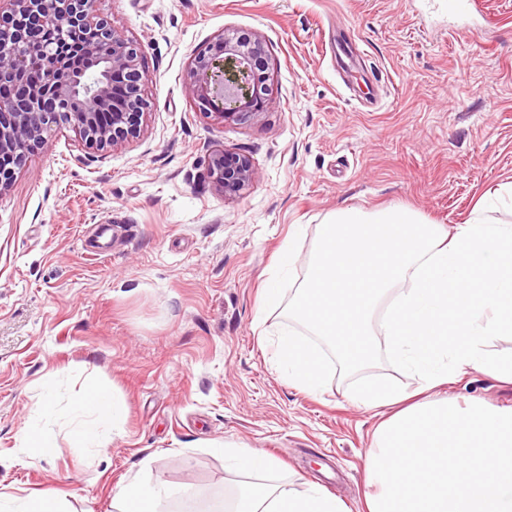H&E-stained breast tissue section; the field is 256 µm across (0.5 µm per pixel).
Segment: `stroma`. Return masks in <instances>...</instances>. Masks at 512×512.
I'll use <instances>...</instances> for the list:
<instances>
[{"label":"stroma","instance_id":"35a3bbf8","mask_svg":"<svg viewBox=\"0 0 512 512\" xmlns=\"http://www.w3.org/2000/svg\"><path fill=\"white\" fill-rule=\"evenodd\" d=\"M142 46L149 102L140 136L86 152L56 128L0 195V494L56 489L69 512H114L138 477L173 495L235 496L245 477L221 444L275 457L267 480L317 483L366 512L363 460L382 421L348 379L289 383L275 357L284 307L262 285L292 231L299 281L325 219L401 205L446 228L512 184V0H485L486 41L448 32L440 0H97ZM258 35L273 74L260 117L219 124L186 93L191 57L227 30ZM249 156L242 195L217 193L212 150ZM102 244L106 256H92ZM56 384L67 409L88 384L125 405L107 450L42 422V455L18 434ZM459 403L512 407V385L477 369L438 387Z\"/></svg>","mask_w":512,"mask_h":512}]
</instances>
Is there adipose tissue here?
I'll list each match as a JSON object with an SVG mask.
<instances>
[{
    "label": "adipose tissue",
    "mask_w": 512,
    "mask_h": 512,
    "mask_svg": "<svg viewBox=\"0 0 512 512\" xmlns=\"http://www.w3.org/2000/svg\"><path fill=\"white\" fill-rule=\"evenodd\" d=\"M71 438L76 447L105 450L113 430L124 415V405L96 387L88 388L68 408ZM169 489L162 484L133 482L118 487L113 495L117 512H157ZM228 512H347L345 503L323 487L310 484L292 491L261 482L240 488Z\"/></svg>",
    "instance_id": "1"
}]
</instances>
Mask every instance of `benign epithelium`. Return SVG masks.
<instances>
[{
    "label": "benign epithelium",
    "mask_w": 512,
    "mask_h": 512,
    "mask_svg": "<svg viewBox=\"0 0 512 512\" xmlns=\"http://www.w3.org/2000/svg\"><path fill=\"white\" fill-rule=\"evenodd\" d=\"M96 0H0V194L26 165L31 143L65 124L87 150L103 152L137 138L147 109V76L138 61L140 43L101 18ZM96 27L102 39L82 49L93 71L87 81L68 67L65 36ZM49 28L60 40L45 52L40 81L30 87L24 44L31 32ZM273 75L264 42L255 34L222 33L191 58L187 89L197 111L219 123L258 117L267 105ZM216 191L232 196L256 178L251 160L216 149L208 156Z\"/></svg>",
    "instance_id": "7a95c632"
}]
</instances>
